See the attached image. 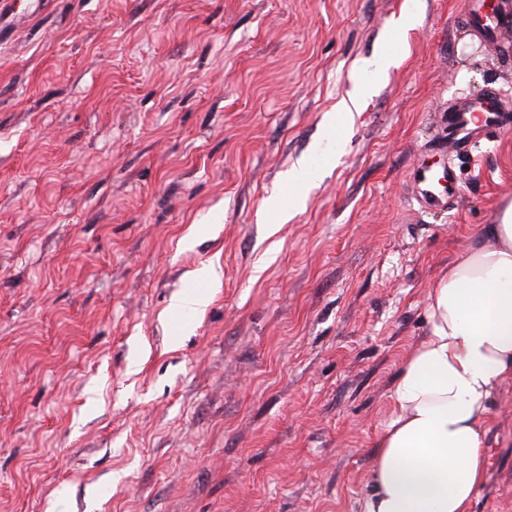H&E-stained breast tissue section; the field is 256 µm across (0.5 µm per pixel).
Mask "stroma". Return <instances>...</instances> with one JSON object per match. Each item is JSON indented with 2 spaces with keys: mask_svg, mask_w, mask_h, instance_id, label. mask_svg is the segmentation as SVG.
<instances>
[{
  "mask_svg": "<svg viewBox=\"0 0 512 512\" xmlns=\"http://www.w3.org/2000/svg\"><path fill=\"white\" fill-rule=\"evenodd\" d=\"M9 2L0 512H357L432 286L512 207V128L452 211L410 175L454 98L512 111V37L469 0ZM485 454L470 512H512L511 380ZM485 1L478 2L466 14L471 23L486 39H495L499 34L510 35L512 30V10L509 2L501 0L493 12L483 8Z\"/></svg>",
  "mask_w": 512,
  "mask_h": 512,
  "instance_id": "35a3bbf8",
  "label": "stroma"
}]
</instances>
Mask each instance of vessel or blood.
<instances>
[{
    "label": "vessel or blood",
    "mask_w": 512,
    "mask_h": 512,
    "mask_svg": "<svg viewBox=\"0 0 512 512\" xmlns=\"http://www.w3.org/2000/svg\"><path fill=\"white\" fill-rule=\"evenodd\" d=\"M470 23L485 38L512 32V0H499L493 11H485L482 0L468 11ZM512 125V113L503 109L497 95L471 99L459 105L450 123L448 145L454 154H469L474 149L471 131H481L484 138H492L495 131ZM418 202L423 207L444 209L454 197L457 172L451 165H427L415 174Z\"/></svg>",
    "instance_id": "1"
}]
</instances>
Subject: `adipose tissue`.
Returning <instances> with one entry per match:
<instances>
[{
    "mask_svg": "<svg viewBox=\"0 0 512 512\" xmlns=\"http://www.w3.org/2000/svg\"><path fill=\"white\" fill-rule=\"evenodd\" d=\"M426 317L392 385L358 512H468L490 401L512 379V208L440 275Z\"/></svg>",
    "mask_w": 512,
    "mask_h": 512,
    "instance_id": "1",
    "label": "adipose tissue"
}]
</instances>
